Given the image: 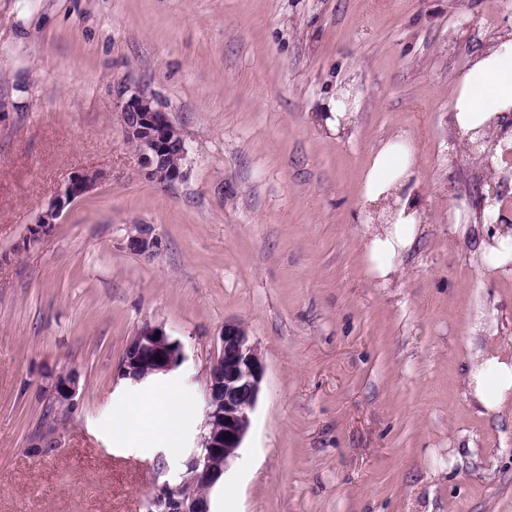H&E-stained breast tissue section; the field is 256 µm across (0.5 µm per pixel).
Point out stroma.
<instances>
[{
    "label": "stroma",
    "mask_w": 512,
    "mask_h": 512,
    "mask_svg": "<svg viewBox=\"0 0 512 512\" xmlns=\"http://www.w3.org/2000/svg\"><path fill=\"white\" fill-rule=\"evenodd\" d=\"M512 36V0H0V512H146L156 455L176 481L225 323L265 371L211 512H512V412L466 397L473 346L512 351V272L479 257L456 161V81ZM140 88L187 146L147 180L116 91ZM345 129L325 118L339 90ZM413 150L419 232L374 279L360 208L374 150ZM103 180L34 249L19 245L80 169ZM162 242L127 247L137 225ZM187 360L143 387L186 405L180 437L117 442L118 372L144 323ZM80 376L63 447L28 448L50 376Z\"/></svg>",
    "instance_id": "35a3bbf8"
}]
</instances>
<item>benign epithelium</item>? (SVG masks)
<instances>
[{"label":"benign epithelium","mask_w":512,"mask_h":512,"mask_svg":"<svg viewBox=\"0 0 512 512\" xmlns=\"http://www.w3.org/2000/svg\"><path fill=\"white\" fill-rule=\"evenodd\" d=\"M118 108L126 136L137 144L145 176L167 185L181 180L185 176L183 166L173 165L170 160L186 159L188 148L184 139L170 136L172 122L168 114L138 88L128 85L119 92ZM503 138L504 132L500 130L493 141H469L463 157L469 160L478 156L490 167ZM102 179L103 174L97 170L75 172L48 201L40 222L31 226L28 236L43 240L58 223L64 209L93 190ZM128 247L139 255L152 257L160 251L161 241L150 225L141 224L129 237ZM220 339L221 351L206 370L204 422L198 446L184 461L176 485L167 481L154 484L147 498L146 512H154L161 499L167 501L168 512H211L207 491L222 480L249 431L264 364L244 325L224 323ZM186 360L181 342L172 338L163 326L147 323L128 341L119 377L133 387L140 386L152 378L177 371ZM78 391L79 379L75 373L54 375L45 391L46 411L52 417L70 412L77 404ZM61 443L60 433L40 429L29 447L39 453L45 448H58Z\"/></svg>","instance_id":"1"}]
</instances>
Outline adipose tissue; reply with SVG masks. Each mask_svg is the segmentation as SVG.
Listing matches in <instances>:
<instances>
[{
	"mask_svg": "<svg viewBox=\"0 0 512 512\" xmlns=\"http://www.w3.org/2000/svg\"><path fill=\"white\" fill-rule=\"evenodd\" d=\"M453 110L458 127L477 139L484 125L512 112V39L491 45L474 57L459 79ZM413 176L412 154L405 141L384 143L364 176L361 203L366 214V256L374 277L389 280L393 260L415 240L417 202L408 185ZM466 395L482 413L495 415L512 405V353L476 348L465 375ZM182 409L172 395L143 398L132 394L123 414L112 423L119 440H145L146 423L175 416Z\"/></svg>",
	"mask_w": 512,
	"mask_h": 512,
	"instance_id": "ef3b65f1",
	"label": "adipose tissue"
}]
</instances>
